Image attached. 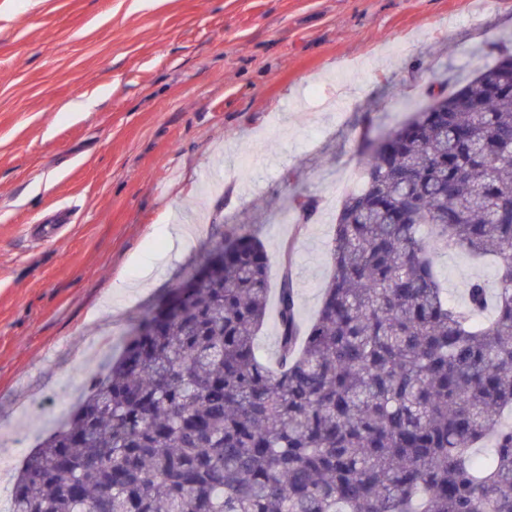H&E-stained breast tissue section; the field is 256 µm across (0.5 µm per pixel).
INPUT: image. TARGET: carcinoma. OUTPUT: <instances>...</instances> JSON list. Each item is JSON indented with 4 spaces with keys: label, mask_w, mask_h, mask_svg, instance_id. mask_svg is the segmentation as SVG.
Masks as SVG:
<instances>
[{
    "label": "carcinoma",
    "mask_w": 512,
    "mask_h": 512,
    "mask_svg": "<svg viewBox=\"0 0 512 512\" xmlns=\"http://www.w3.org/2000/svg\"><path fill=\"white\" fill-rule=\"evenodd\" d=\"M512 51L364 136L331 273L300 321L291 257L278 365L258 356L270 258L243 232L155 306L23 461L10 512H512ZM299 224L320 201L289 202ZM494 261L448 298L440 252ZM490 443L478 462L472 449ZM112 473V489L103 476Z\"/></svg>",
    "instance_id": "cac0c4a2"
}]
</instances>
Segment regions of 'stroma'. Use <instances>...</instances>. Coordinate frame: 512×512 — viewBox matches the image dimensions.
Listing matches in <instances>:
<instances>
[{
	"label": "stroma",
	"instance_id": "obj_1",
	"mask_svg": "<svg viewBox=\"0 0 512 512\" xmlns=\"http://www.w3.org/2000/svg\"><path fill=\"white\" fill-rule=\"evenodd\" d=\"M0 0V453L23 461L99 364L238 226L285 243L302 323L334 211L297 227L428 85L465 83L512 37V0ZM343 97L326 111L325 99ZM69 223L39 242L31 226ZM449 297L494 282L436 259ZM300 199H303L300 201ZM320 201L311 195H298L289 202V210L296 218L297 224H308L320 210Z\"/></svg>",
	"mask_w": 512,
	"mask_h": 512
}]
</instances>
